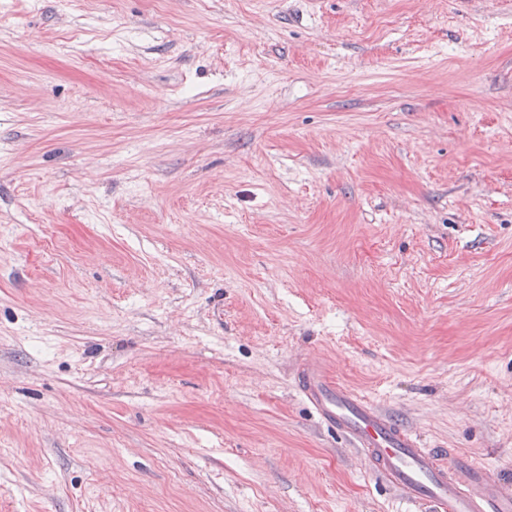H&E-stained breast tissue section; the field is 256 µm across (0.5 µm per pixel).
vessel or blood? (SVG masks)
<instances>
[{
    "label": "vessel or blood",
    "mask_w": 512,
    "mask_h": 512,
    "mask_svg": "<svg viewBox=\"0 0 512 512\" xmlns=\"http://www.w3.org/2000/svg\"><path fill=\"white\" fill-rule=\"evenodd\" d=\"M296 385L319 419L344 438L407 506V512H512V482L486 465L424 447L397 416L305 359Z\"/></svg>",
    "instance_id": "vessel-or-blood-1"
}]
</instances>
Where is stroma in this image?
Returning <instances> with one entry per match:
<instances>
[{"mask_svg":"<svg viewBox=\"0 0 512 512\" xmlns=\"http://www.w3.org/2000/svg\"><path fill=\"white\" fill-rule=\"evenodd\" d=\"M313 355L512 479V0H0V512H406Z\"/></svg>","mask_w":512,"mask_h":512,"instance_id":"stroma-1","label":"stroma"}]
</instances>
